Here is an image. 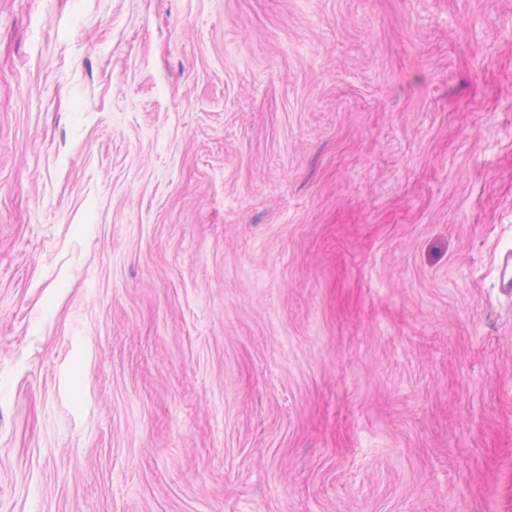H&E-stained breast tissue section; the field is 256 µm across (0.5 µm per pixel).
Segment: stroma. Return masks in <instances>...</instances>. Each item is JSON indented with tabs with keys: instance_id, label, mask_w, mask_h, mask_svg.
I'll return each instance as SVG.
<instances>
[{
	"instance_id": "obj_1",
	"label": "stroma",
	"mask_w": 512,
	"mask_h": 512,
	"mask_svg": "<svg viewBox=\"0 0 512 512\" xmlns=\"http://www.w3.org/2000/svg\"><path fill=\"white\" fill-rule=\"evenodd\" d=\"M512 0H0V512H512ZM495 287L505 296L512 295V248L500 250L495 258Z\"/></svg>"
}]
</instances>
